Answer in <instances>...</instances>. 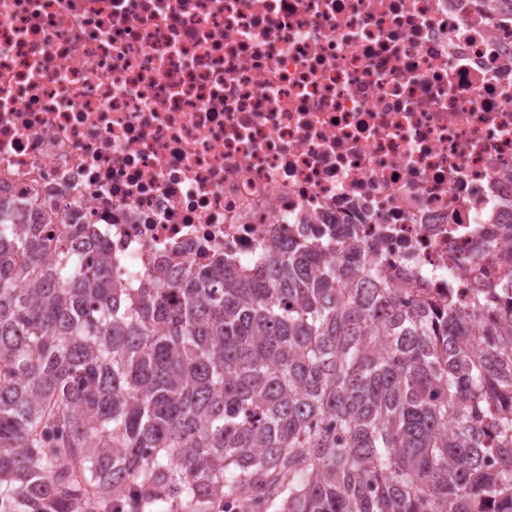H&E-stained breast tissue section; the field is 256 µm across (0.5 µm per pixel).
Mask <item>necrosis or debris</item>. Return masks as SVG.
<instances>
[{"label":"necrosis or debris","instance_id":"1","mask_svg":"<svg viewBox=\"0 0 512 512\" xmlns=\"http://www.w3.org/2000/svg\"><path fill=\"white\" fill-rule=\"evenodd\" d=\"M0 197L123 288L355 224L466 288L512 248L499 0H0Z\"/></svg>","mask_w":512,"mask_h":512}]
</instances>
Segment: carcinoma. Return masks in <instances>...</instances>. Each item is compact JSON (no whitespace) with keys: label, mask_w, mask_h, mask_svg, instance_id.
I'll return each mask as SVG.
<instances>
[{"label":"carcinoma","mask_w":512,"mask_h":512,"mask_svg":"<svg viewBox=\"0 0 512 512\" xmlns=\"http://www.w3.org/2000/svg\"><path fill=\"white\" fill-rule=\"evenodd\" d=\"M15 216L0 512H512V250L440 296L338 224L117 288Z\"/></svg>","instance_id":"cac0c4a2"}]
</instances>
